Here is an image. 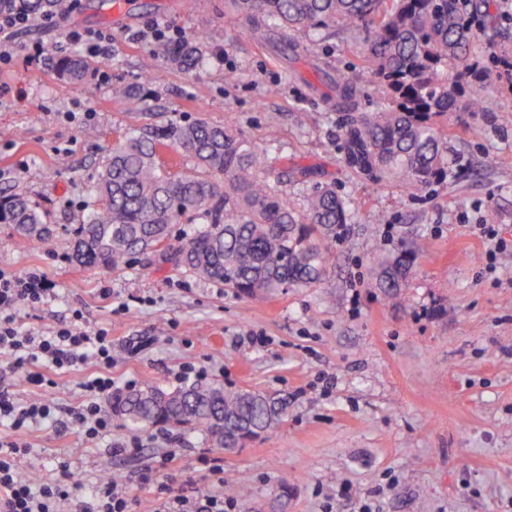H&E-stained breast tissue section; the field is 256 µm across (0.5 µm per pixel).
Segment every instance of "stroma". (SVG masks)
<instances>
[{"label": "stroma", "mask_w": 512, "mask_h": 512, "mask_svg": "<svg viewBox=\"0 0 512 512\" xmlns=\"http://www.w3.org/2000/svg\"><path fill=\"white\" fill-rule=\"evenodd\" d=\"M112 2L82 0L58 28L20 32L19 61L0 70V197L25 194L53 229L48 241L25 242L0 224V268L37 266L57 285L27 327L44 330L78 311L82 325L111 328L116 384L173 388L184 372L201 370L210 381L287 397L288 415L231 453L199 433L135 432L117 419L110 440L95 444L45 425L28 466L47 475L56 458L69 459L83 476L78 496L89 501L111 465L132 481L135 512H154L157 487L138 476L169 450L177 454L173 493L221 494L233 512H356L362 502L373 512H512V82L497 62L512 55V17L496 6L476 29L490 110L451 114L453 173L410 198L346 170L336 117L301 79L304 64L278 43L260 44L249 24L225 13L224 0H198L192 14L180 0H131L119 23ZM154 17L201 31L205 60L190 71L165 65L146 110L129 112L112 86L141 82L143 58L163 55L164 45L134 37ZM72 29L111 32L109 82L57 75L54 60L76 50L66 38ZM36 43L48 54L31 67L23 57ZM228 70L234 83L224 81ZM173 118H203L256 140L276 126V170L310 168L311 183H335L354 199L321 283L246 300L150 253L114 270L69 259L116 132ZM469 125L482 136L469 137ZM482 224L507 244L491 272ZM410 237L421 254L406 288L388 296L378 263ZM115 301L127 312L112 313ZM133 343L138 353H129ZM132 437L138 453L109 454L111 443ZM215 458L250 488L249 500L217 483Z\"/></svg>", "instance_id": "1"}]
</instances>
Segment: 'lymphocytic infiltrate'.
Segmentation results:
<instances>
[{
    "label": "lymphocytic infiltrate",
    "mask_w": 512,
    "mask_h": 512,
    "mask_svg": "<svg viewBox=\"0 0 512 512\" xmlns=\"http://www.w3.org/2000/svg\"><path fill=\"white\" fill-rule=\"evenodd\" d=\"M81 0H63L59 11L40 14L22 5L0 6V69L16 60L13 37L39 25L52 28L77 11ZM56 296V285L38 268L24 271L0 269V512H132L135 503L129 487L99 480L93 502L75 499L73 489L82 484L80 473L66 459H58L54 477L31 483L22 461L30 452L29 439L47 423L64 419L65 426L87 442L112 432V417L102 401L111 396L112 336L109 328L81 326V313L72 321L47 330L26 328L23 313L46 305ZM91 365L93 374L79 384L84 400L59 409L49 392L78 365ZM22 377L34 386L37 397L22 400L7 381Z\"/></svg>",
    "instance_id": "f902f5d3"
}]
</instances>
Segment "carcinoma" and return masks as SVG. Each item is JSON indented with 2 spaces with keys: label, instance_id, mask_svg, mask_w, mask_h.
Listing matches in <instances>:
<instances>
[{
  "label": "carcinoma",
  "instance_id": "obj_1",
  "mask_svg": "<svg viewBox=\"0 0 512 512\" xmlns=\"http://www.w3.org/2000/svg\"><path fill=\"white\" fill-rule=\"evenodd\" d=\"M485 7L484 0H224V9L256 32H365L360 62L350 71L322 68L309 45L288 47L310 60L329 88L324 99L336 111L345 167L410 196L448 179V113L485 110L486 97L469 70L478 48L474 27ZM168 61L187 70L201 65L199 34H187ZM94 68L80 53L56 62L59 76L73 83ZM364 77L382 93L370 110L360 103ZM112 98L129 112L146 106L140 87L115 84ZM276 140L274 128L257 141L203 118L119 131L91 187L93 203L73 244L75 261L112 270L134 254L165 257L173 226L196 222L177 247L175 266L182 273L220 281L241 298L317 283L354 201L328 182L303 189L296 202L284 195L269 176ZM167 149L185 152L189 163L173 169L162 158ZM0 223L27 241L51 233L43 213L20 194L0 200ZM416 255L410 242L383 260L379 286L404 287ZM287 408L281 398L230 390L220 380L112 398V413L131 430L200 432L216 448H236L244 437L274 430Z\"/></svg>",
  "mask_w": 512,
  "mask_h": 512
}]
</instances>
